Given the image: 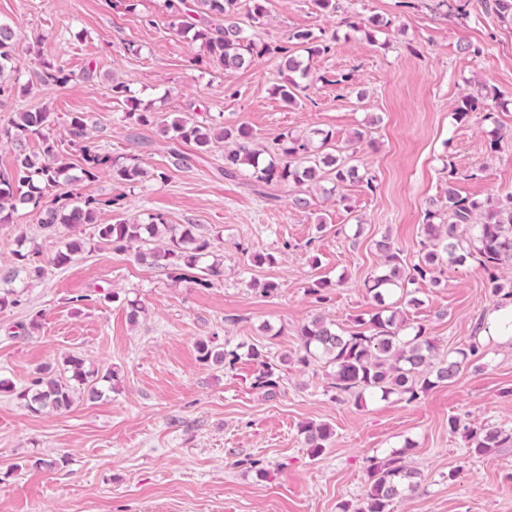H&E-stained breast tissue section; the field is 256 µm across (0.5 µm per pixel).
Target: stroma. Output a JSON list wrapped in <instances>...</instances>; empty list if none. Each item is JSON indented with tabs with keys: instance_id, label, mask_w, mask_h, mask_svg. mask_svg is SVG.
Returning a JSON list of instances; mask_svg holds the SVG:
<instances>
[{
	"instance_id": "obj_1",
	"label": "stroma",
	"mask_w": 512,
	"mask_h": 512,
	"mask_svg": "<svg viewBox=\"0 0 512 512\" xmlns=\"http://www.w3.org/2000/svg\"><path fill=\"white\" fill-rule=\"evenodd\" d=\"M244 19L264 42L287 44L298 30L334 36L314 59L320 82L296 104L275 95L277 56L246 70L198 64L201 42L175 34L165 0H0V22L26 32L15 55L18 81L0 94V125L13 113L48 107L63 161L79 164L68 130L82 116L99 149L138 162L130 186L102 173L69 186L97 199L95 221L194 224L224 261V276L194 284V269L139 262L134 251L97 243L58 267L61 247L37 212L24 209L0 225V268L21 246L37 247L43 277L20 302L0 309V375L24 386L40 364L82 356L112 368L118 383L97 402L64 413H33L0 393V512H341L357 507L369 459L413 442L409 463L421 486L391 512H512V447L479 456L450 417L469 426L512 428V344L491 342L477 365L414 402L392 395L358 404L334 400L333 369L317 363L277 370L280 388L253 389L257 347L273 358L294 353L297 331L315 316L350 332L375 302L367 283L384 259L376 240L389 236L411 268L420 257L427 210L445 198L449 175L478 201L512 196V23L478 9L458 16L454 0H336L330 13L311 0H262ZM481 47V56L463 47ZM51 63L74 75L65 85L38 78ZM91 80H83L85 72ZM129 85L141 106L197 121L246 126L253 145L271 147L284 132L329 134L356 144V163L372 184L349 183L337 195L312 191L295 209L288 190L224 175V143L205 152L181 145L184 166L170 161L171 140L153 126L125 121L113 80ZM497 89L494 121L457 120L461 96ZM363 140H355V132ZM502 148L491 151L494 133ZM167 181H160L159 172ZM437 283L417 284L407 308L440 350L467 345L502 301L474 266L440 265ZM331 281L326 301L308 288ZM278 285L263 291L265 282ZM145 308L130 323L124 300ZM236 350L231 367L209 366L196 344ZM326 423L333 436L312 456L299 429ZM55 461L52 469L34 459Z\"/></svg>"
}]
</instances>
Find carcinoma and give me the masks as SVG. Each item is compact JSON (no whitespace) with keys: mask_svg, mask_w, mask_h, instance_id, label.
Here are the masks:
<instances>
[{"mask_svg":"<svg viewBox=\"0 0 512 512\" xmlns=\"http://www.w3.org/2000/svg\"><path fill=\"white\" fill-rule=\"evenodd\" d=\"M247 1L252 3V14H262L261 0H196L197 23L184 21L177 27V33H190L192 39L201 41L210 60L226 72L247 69L266 53L278 54L283 80L276 92L286 104L293 105L302 90L297 78L313 77V59L330 51L331 46L327 38L310 30H299L289 36V41L305 52L303 56L288 47H272L256 41L237 21ZM20 39V30L0 24V79L10 71ZM39 79L47 85H61L69 82L71 75L49 64ZM498 98L495 89L467 94L455 115L462 120L482 110L484 119L491 120L490 102ZM125 119L142 125L153 124L168 139L192 143L201 152L209 149L213 138L224 139L228 143L224 149V175L235 177L247 169L258 183L285 186L289 189L291 204L298 209L310 204L307 190L320 188L325 182L333 184L332 192L348 181H363L372 186V179L359 172V166L352 163L351 157L320 154L312 148L310 138L290 132L278 137L275 155L266 159L262 151L250 147L253 135L244 126H204L186 117L170 121L162 112H139L135 105L125 112ZM52 125V113L43 107L16 112L0 126V143L10 146L14 152L13 168L0 170V224L14 223L19 209L36 208L47 200L49 204L45 206L40 224L51 233L59 224L75 231L92 224L98 239L117 251L135 249L136 258L142 263L165 268L181 261L196 267L199 271L193 279L196 285L206 287L223 276L224 262L213 255L210 240L198 236L193 224H166L161 220L148 224H93L96 201L91 198L78 201L64 191L70 181V166L56 153L50 133ZM69 136L81 152L82 179L93 180L107 171L113 182L127 185L142 176L138 164H118L101 152L83 118H72ZM31 138L41 141V155L27 153V140ZM444 215L448 216L446 222L442 220ZM425 220L421 246L431 243L435 249L423 253L408 271L401 265L399 250L388 236L375 241V248L383 256L387 269L371 280L369 292L373 293L376 308L369 319L358 321L361 329L338 331L335 324L316 316L300 327L295 355L285 354L280 362L293 361L302 367L319 361L332 365L336 397L354 395L358 402L391 394L413 402L431 388L453 381L464 367L478 362L484 349L478 337H472L465 347L442 353L423 325L408 323L406 313L386 298L399 290L404 293L405 305L417 306L418 299L408 291V285L433 278L443 256L450 264H474L484 275L491 295L512 298V286L504 284L500 276L501 266L512 260V207L497 205L491 200L482 203L461 195L455 172L450 170L445 203L434 211H427ZM82 250L83 240L76 238L56 252L52 263L56 266L69 264ZM38 254L37 248L14 253V265L0 273V308L18 302L15 282L19 275H25L29 283L43 277L45 268L36 259ZM197 352L202 362L216 367L232 365L238 358L236 351L206 341L197 343ZM249 356L257 364L252 388L265 397L275 396L279 383L274 361L254 347ZM116 378V371L91 370L84 358L68 354L59 363L38 366L34 376L20 390L12 381L1 378L0 392L17 393L23 406L31 412H63L71 409L82 396L90 402L102 398L114 388ZM464 430L471 450L478 455L512 447V428L466 426ZM300 434L311 454L318 456L327 447L331 429L326 424L308 422L301 426ZM413 448L414 444L408 443L400 451L370 459L365 495L354 512H390L395 500L419 489L421 474L407 461Z\"/></svg>","mask_w":512,"mask_h":512,"instance_id":"obj_1","label":"carcinoma"}]
</instances>
